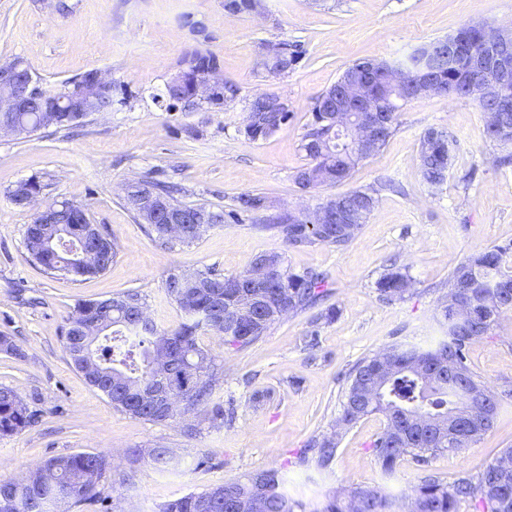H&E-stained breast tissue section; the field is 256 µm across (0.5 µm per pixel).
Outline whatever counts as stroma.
Listing matches in <instances>:
<instances>
[{"instance_id":"obj_1","label":"stroma","mask_w":512,"mask_h":512,"mask_svg":"<svg viewBox=\"0 0 512 512\" xmlns=\"http://www.w3.org/2000/svg\"><path fill=\"white\" fill-rule=\"evenodd\" d=\"M478 23L512 29V0H263L257 12L238 15L225 12L224 0H0L1 62L22 59L49 92L98 70L111 78L115 99L111 111L68 129L0 135V335L18 348L0 352V387L13 389L33 415L30 426L0 437V480H20L49 458L89 450L109 462L97 485L107 512H159L188 493L270 469L290 497L306 503L356 484L403 502L427 476L448 483L474 478L512 448V397L501 401L476 444L422 462L405 458L390 477L371 448L382 416L337 425L354 367L394 343L435 344L442 335L439 298L453 269L476 251L512 244V166L499 165L503 150L486 139L478 104L414 100L387 143L344 183L305 193L294 180L307 163L300 145L315 101L348 66L401 60ZM282 40L300 44L302 54L287 73L268 76L263 45ZM198 52L213 55L223 79L238 86L234 106L160 107L157 95ZM261 93L284 99L290 117L251 141L244 120ZM431 127L458 142L437 189L421 176V138ZM150 177L179 183L183 204L214 209L230 208L243 192L263 194L279 210H312L365 188L376 189L377 203L339 249L294 247L247 219L210 227L190 244L164 245L123 201L126 184ZM30 178L43 186L41 202L82 206L114 241L117 255L104 273L77 281L40 270L24 244L35 210L8 196ZM270 252L282 254L288 272L325 273L326 296L241 349L221 335H200L219 365L214 399L234 409L230 425L210 427L199 414L162 423L133 417L71 366L62 329L78 303L134 289L158 328L172 331L185 316L165 290L170 273L210 268L235 276ZM392 264L412 286L404 299L389 302L376 282ZM331 307L338 313L329 321L324 313ZM466 356L479 381L497 392L512 389V312ZM190 424L196 435H186ZM330 434L338 441L332 471L299 462L301 450ZM157 446L173 449L176 467L158 471L127 454Z\"/></svg>"}]
</instances>
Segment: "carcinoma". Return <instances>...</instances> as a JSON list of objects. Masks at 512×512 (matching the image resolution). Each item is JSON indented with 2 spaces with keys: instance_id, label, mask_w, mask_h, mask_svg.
Masks as SVG:
<instances>
[{
  "instance_id": "obj_1",
  "label": "carcinoma",
  "mask_w": 512,
  "mask_h": 512,
  "mask_svg": "<svg viewBox=\"0 0 512 512\" xmlns=\"http://www.w3.org/2000/svg\"><path fill=\"white\" fill-rule=\"evenodd\" d=\"M260 0H224V11L245 13L257 8ZM490 46L475 29L466 32L465 46L452 64L448 59L432 63L419 51L394 63L410 86L418 82L426 69L435 81L451 87L454 98H469L468 86L490 83L496 74L471 69V60L484 58ZM301 51L294 42L271 45L272 65L281 75L297 63ZM214 58L197 53L188 66V78L180 89L184 106L194 104L192 86L205 75ZM328 88L313 108V122L307 126L301 149L310 162L299 170L309 175L313 188L330 186L348 178L351 170L370 157L336 138V132L324 117ZM375 105L388 112L382 139L385 145L397 127L398 112L413 98L394 89H370ZM268 94L256 96L249 104L244 134L250 140L265 138L288 120L289 110L266 111ZM78 120L66 115L25 112L19 134L41 129L69 127ZM456 140L445 130L430 128L422 136V176L427 185L438 188L448 178ZM147 188L173 210L184 204L175 198L177 188L162 181L145 180L136 189ZM376 190L356 189L332 197L345 214L346 222L329 231L320 224H307L302 218L284 213L273 222L262 223L257 214L266 197L250 192L239 194L234 208L213 210L205 205L197 209L218 217V223L240 222L249 218L265 230H275L292 246L324 244L339 248L351 241L367 223L375 203ZM62 224H29L24 234L25 246L43 271L64 273L76 280L105 272L116 257L115 243L105 235H88L84 208L71 206L62 215ZM271 271L279 301L256 307L253 299L242 295L241 280L246 271L224 277L210 270L194 275L171 273L165 280L168 295L186 316L178 329H158L151 319L138 321L133 309L144 307L136 290L118 298L78 304L67 319L63 345L74 367L87 383L109 395L112 404L123 412L148 422H165L185 412L203 411L210 422H227L224 404L213 402L218 382L215 358L198 343L201 330L224 334V344L243 348L261 338L280 320L279 307L290 313L316 303L324 293V277L308 272L290 274L283 267L282 255L261 256ZM512 245L494 246L479 251L457 265L448 279V291L439 298L444 336L433 346L393 344L359 362L351 373L338 421L350 426L359 420L381 414L382 432L372 448L382 472L391 475L406 456L417 460L424 454L455 452L478 442L492 427L500 396L476 380L467 364L466 349L473 341L488 335L502 314L512 310ZM411 280L399 267L386 270L377 281V289L387 300H400ZM248 310L254 325L241 335L232 328L233 318ZM31 424V415L19 395L0 387V435L17 433ZM136 459L144 456L158 470L176 464L173 452L164 447L130 448ZM302 461H314L317 469L327 471L336 458V442L324 437L302 451ZM108 466L99 452L81 451L53 457L32 473L29 481H0V512H52L66 501L71 505H92L100 501L97 479ZM462 503H470L474 512H512V449L489 463L477 480L460 478L448 485L428 476L417 485L410 505L414 512H458ZM398 504L381 489L355 486L344 492H332L316 507L307 509L290 498L282 488L275 470L246 474L238 479L201 493H190L165 504L160 512H397Z\"/></svg>"
}]
</instances>
